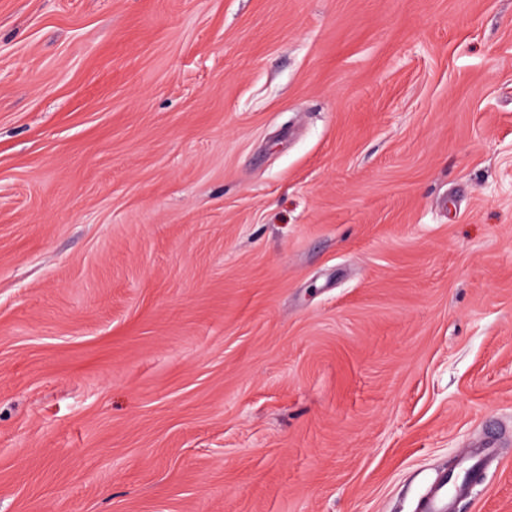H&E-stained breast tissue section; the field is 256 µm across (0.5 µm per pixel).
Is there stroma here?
I'll use <instances>...</instances> for the list:
<instances>
[{
    "label": "stroma",
    "instance_id": "stroma-1",
    "mask_svg": "<svg viewBox=\"0 0 512 512\" xmlns=\"http://www.w3.org/2000/svg\"><path fill=\"white\" fill-rule=\"evenodd\" d=\"M512 512V0H0V512ZM495 445L487 443L468 451L462 458V466L468 471V477L459 483L448 485L445 474L435 480L426 494L424 512H451L457 499L464 493H472L483 482L482 471L476 466L483 458L493 457Z\"/></svg>",
    "mask_w": 512,
    "mask_h": 512
}]
</instances>
